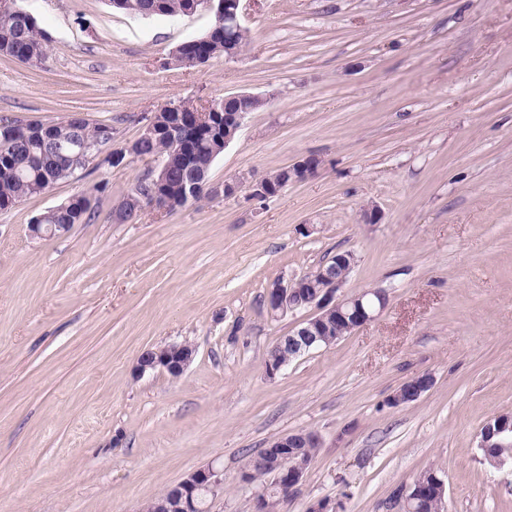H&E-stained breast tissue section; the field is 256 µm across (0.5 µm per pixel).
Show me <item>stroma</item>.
Segmentation results:
<instances>
[{"label": "stroma", "mask_w": 512, "mask_h": 512, "mask_svg": "<svg viewBox=\"0 0 512 512\" xmlns=\"http://www.w3.org/2000/svg\"><path fill=\"white\" fill-rule=\"evenodd\" d=\"M24 6L48 56L0 55L2 117L80 112L111 122L119 149L170 105L269 102L214 161L215 193L173 214L119 216L147 158L0 210V512H142L209 463L224 472L210 512H252L245 464L299 430L321 446L281 512H385L430 467L445 512H512V462L478 448L512 413V0H247L249 46L204 67L175 50L208 31L207 11ZM306 155L318 174L273 198L222 192ZM81 192L95 219L31 237ZM373 205L382 218L364 223ZM345 250L344 294L383 288L386 308L268 378L269 350L312 314L271 317L269 285ZM173 343L197 351L180 377L134 376L142 352ZM422 373L431 390L390 406Z\"/></svg>", "instance_id": "1"}]
</instances>
